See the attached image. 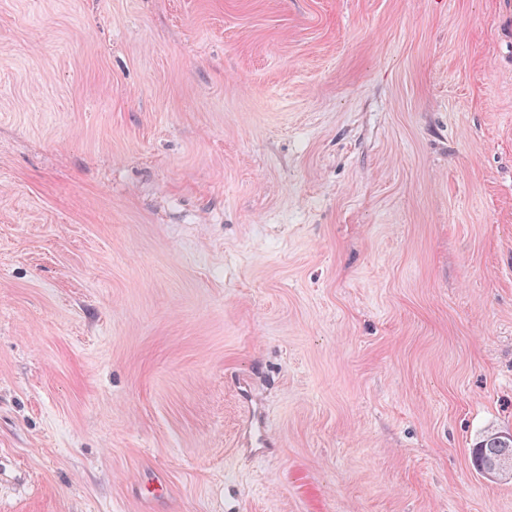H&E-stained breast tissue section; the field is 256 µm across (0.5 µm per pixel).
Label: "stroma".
<instances>
[{"mask_svg":"<svg viewBox=\"0 0 512 512\" xmlns=\"http://www.w3.org/2000/svg\"><path fill=\"white\" fill-rule=\"evenodd\" d=\"M511 5L0 0V512H512ZM472 459L477 470L481 473L486 472L489 465L500 461L509 460L511 468L512 462V434L509 432H495L484 436L475 448H472ZM480 461V465H476Z\"/></svg>","mask_w":512,"mask_h":512,"instance_id":"1","label":"stroma"}]
</instances>
